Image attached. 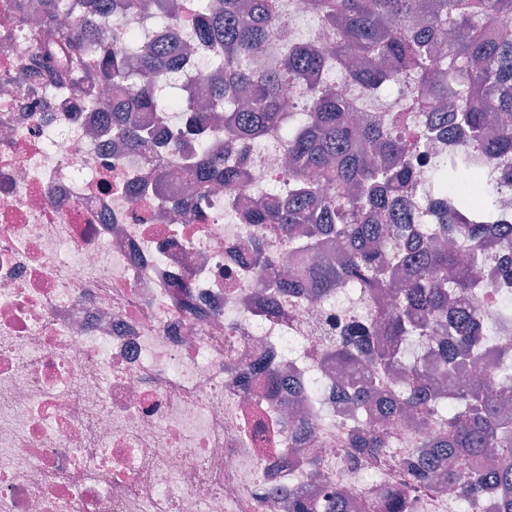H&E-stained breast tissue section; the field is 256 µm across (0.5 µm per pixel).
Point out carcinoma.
Wrapping results in <instances>:
<instances>
[{
  "label": "carcinoma",
  "mask_w": 512,
  "mask_h": 512,
  "mask_svg": "<svg viewBox=\"0 0 512 512\" xmlns=\"http://www.w3.org/2000/svg\"><path fill=\"white\" fill-rule=\"evenodd\" d=\"M68 26L59 23L62 0H42L33 29L36 52L17 79L29 90L50 81L73 95L97 85L127 90L112 101V134L128 146L147 147L162 137L131 122L133 109L157 106L148 78L182 59L184 45L167 40L140 50V77L114 50L93 66L89 52L107 36L104 21L120 7L167 14L168 0H78ZM306 18L326 35L297 33L293 17L276 0H257L251 16L237 0L195 18L193 38L218 51L224 77L209 90L216 108L250 90L248 107L224 113L229 147L280 131L294 159L288 193L263 199L251 223L278 234L288 253L321 293L358 288L390 302L366 316L336 320L328 355L349 371L343 384L363 414L351 426L348 447L356 460L375 458L387 447L388 426L412 412L434 426L417 459L397 457L405 476L384 501L388 512H408L418 486L444 493L458 490L484 500L488 512H512V387L479 377L457 387V403L438 399L437 377L453 374L487 355L478 312L465 298L492 288L512 287V268L502 267L495 286L471 274L483 263L489 233L512 253V224H497L496 188L460 175L471 167V149L502 161L499 184L512 186V0H306ZM276 42V61L265 72L250 57ZM334 56L343 81L366 96L384 100L364 116L339 91L323 85ZM310 83L309 111L296 119L283 111V89ZM401 94L386 102L391 89ZM184 131L175 148H189L210 133L208 117L186 108ZM458 139L462 147L436 154L432 142ZM244 159L228 164L213 157L193 175L205 184L234 186ZM424 180L431 204L410 207L407 194ZM394 235L385 238V225ZM429 338L441 366L410 358L407 347ZM460 460L467 473L444 461ZM336 497L288 493V512H342Z\"/></svg>",
  "instance_id": "obj_1"
}]
</instances>
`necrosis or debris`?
<instances>
[{
  "mask_svg": "<svg viewBox=\"0 0 512 512\" xmlns=\"http://www.w3.org/2000/svg\"><path fill=\"white\" fill-rule=\"evenodd\" d=\"M176 2L165 21L144 10L109 25L191 43L153 84L201 100L216 74L191 31L213 0ZM34 50L21 31L0 50V512H285L291 486L341 489L345 512L383 501L397 481L345 454L353 407L337 402L340 370L324 357L330 319L367 300L340 289L258 306L268 276L294 274L275 235V269L251 253L249 215L280 189L285 148L246 145L243 183L205 190L160 146L157 184L144 152L106 131L111 93L43 112L10 85ZM134 186L149 192L131 199ZM475 303L492 343L512 341V296ZM258 365L309 397L304 453L288 393L240 387Z\"/></svg>",
  "mask_w": 512,
  "mask_h": 512,
  "instance_id": "4bbe7bcc",
  "label": "necrosis or debris"
}]
</instances>
